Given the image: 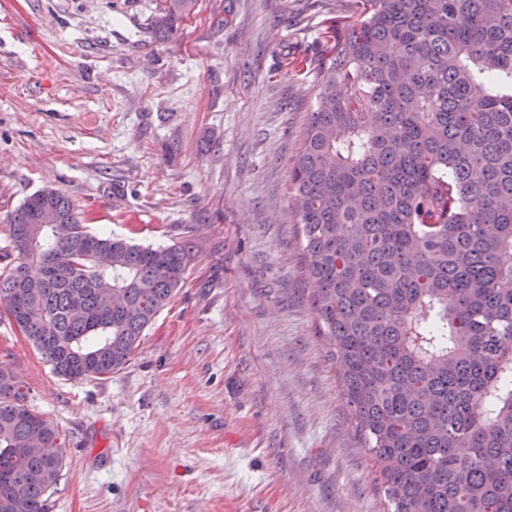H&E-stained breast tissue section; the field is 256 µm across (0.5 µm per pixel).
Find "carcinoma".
Returning <instances> with one entry per match:
<instances>
[{"mask_svg":"<svg viewBox=\"0 0 512 512\" xmlns=\"http://www.w3.org/2000/svg\"><path fill=\"white\" fill-rule=\"evenodd\" d=\"M327 30L292 213L347 405L390 512H512V0H354ZM8 222L0 308L68 380L124 369L197 258L93 233L53 188ZM59 439L1 364L0 512H49Z\"/></svg>","mask_w":512,"mask_h":512,"instance_id":"carcinoma-1","label":"carcinoma"}]
</instances>
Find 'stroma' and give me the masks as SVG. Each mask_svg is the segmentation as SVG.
<instances>
[{"mask_svg": "<svg viewBox=\"0 0 512 512\" xmlns=\"http://www.w3.org/2000/svg\"><path fill=\"white\" fill-rule=\"evenodd\" d=\"M0 0V248L50 187L83 223L200 248L129 365L55 375L0 317V364L57 426L50 512H387L312 309L291 173L323 19L352 0ZM157 13L149 22L151 32L157 38H169L177 31L178 22L190 14L197 0H161Z\"/></svg>", "mask_w": 512, "mask_h": 512, "instance_id": "35a3bbf8", "label": "stroma"}]
</instances>
